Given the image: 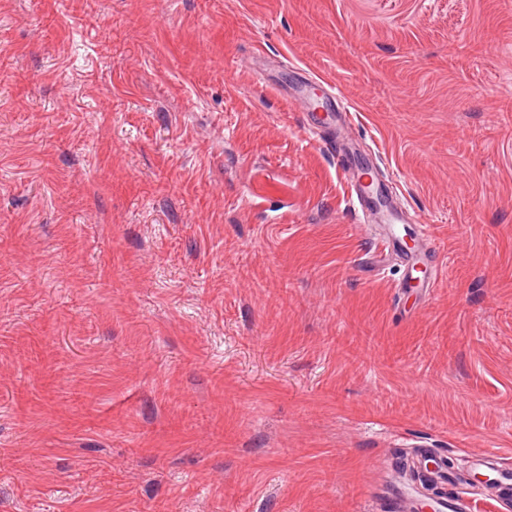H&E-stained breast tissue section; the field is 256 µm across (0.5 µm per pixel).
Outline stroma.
<instances>
[{
	"label": "stroma",
	"instance_id": "1",
	"mask_svg": "<svg viewBox=\"0 0 512 512\" xmlns=\"http://www.w3.org/2000/svg\"><path fill=\"white\" fill-rule=\"evenodd\" d=\"M418 446L512 464V0H0V512H389ZM324 146L329 147L336 153L339 168L345 172H352V194L349 199V206L359 212L362 216V223L378 232L381 237L384 250L389 253L392 250L404 267L407 268V280L413 276L416 266L421 262L420 254H405L399 249L395 239L398 224H418L419 234L423 241V254L426 251L435 253L436 243L431 226L421 221L416 215L408 212L394 214L386 209L378 207L370 196V188L374 185L376 175L373 168L352 169L350 166V155L339 144L336 137L331 140L323 139Z\"/></svg>",
	"mask_w": 512,
	"mask_h": 512
}]
</instances>
